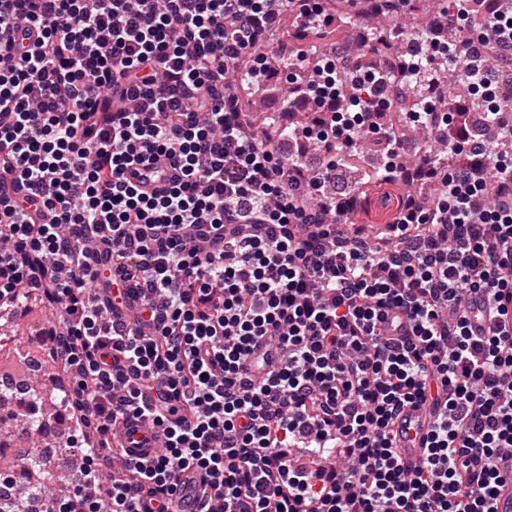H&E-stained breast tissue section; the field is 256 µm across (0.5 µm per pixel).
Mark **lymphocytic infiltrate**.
I'll return each mask as SVG.
<instances>
[{
    "mask_svg": "<svg viewBox=\"0 0 512 512\" xmlns=\"http://www.w3.org/2000/svg\"><path fill=\"white\" fill-rule=\"evenodd\" d=\"M464 11L466 45L489 55L465 76L498 92L512 0ZM288 15L333 20L319 0H0V313L35 293L58 312L59 418L82 436V496L45 512H168L189 468L201 512H495L512 450V100L479 133L462 105L405 114L449 151L420 160L434 201L406 198L372 248L333 224L357 202L327 184L369 137V186L398 180L404 132L381 118L408 74L447 64L443 39L421 28L423 58L387 77L317 57L287 99L313 117L283 126L285 154L238 103L287 57L262 48ZM146 151L171 164L161 190L129 175ZM394 308L407 330L380 335ZM410 405L432 410L412 468L393 430ZM130 421L163 446L116 477L112 432Z\"/></svg>",
    "mask_w": 512,
    "mask_h": 512,
    "instance_id": "lymphocytic-infiltrate-1",
    "label": "lymphocytic infiltrate"
}]
</instances>
